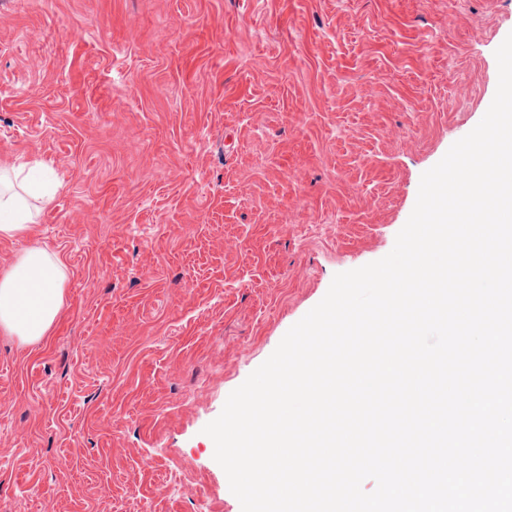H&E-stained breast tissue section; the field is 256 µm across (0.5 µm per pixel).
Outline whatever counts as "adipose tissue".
<instances>
[{"instance_id": "obj_1", "label": "adipose tissue", "mask_w": 512, "mask_h": 512, "mask_svg": "<svg viewBox=\"0 0 512 512\" xmlns=\"http://www.w3.org/2000/svg\"><path fill=\"white\" fill-rule=\"evenodd\" d=\"M50 204L46 172L0 165V236L13 238L36 223L39 211L31 199ZM65 267L60 254L46 248L21 253L0 273V332L24 344L45 339L64 303Z\"/></svg>"}]
</instances>
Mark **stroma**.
Segmentation results:
<instances>
[{
  "label": "stroma",
  "instance_id": "35a3bbf8",
  "mask_svg": "<svg viewBox=\"0 0 512 512\" xmlns=\"http://www.w3.org/2000/svg\"><path fill=\"white\" fill-rule=\"evenodd\" d=\"M512 0H0V160L59 187L0 272L65 264L0 334V512H241L204 427L393 249L498 85ZM65 278L58 252L21 253L0 276V331L22 344L44 340L62 310Z\"/></svg>",
  "mask_w": 512,
  "mask_h": 512
}]
</instances>
